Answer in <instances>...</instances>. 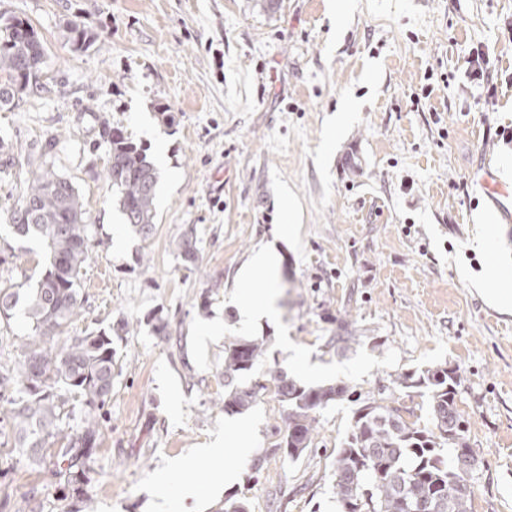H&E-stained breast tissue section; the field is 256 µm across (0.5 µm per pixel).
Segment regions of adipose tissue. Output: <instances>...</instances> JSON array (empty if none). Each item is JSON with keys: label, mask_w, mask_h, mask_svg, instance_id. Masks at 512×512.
<instances>
[{"label": "adipose tissue", "mask_w": 512, "mask_h": 512, "mask_svg": "<svg viewBox=\"0 0 512 512\" xmlns=\"http://www.w3.org/2000/svg\"><path fill=\"white\" fill-rule=\"evenodd\" d=\"M294 225H280L277 242L260 245L240 268L235 278L233 304L237 310L238 322L248 327L263 322H275L276 299L283 257L278 241L290 238ZM263 284L262 294H255L256 284Z\"/></svg>", "instance_id": "obj_1"}]
</instances>
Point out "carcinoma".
<instances>
[{
	"instance_id": "obj_1",
	"label": "carcinoma",
	"mask_w": 512,
	"mask_h": 512,
	"mask_svg": "<svg viewBox=\"0 0 512 512\" xmlns=\"http://www.w3.org/2000/svg\"><path fill=\"white\" fill-rule=\"evenodd\" d=\"M0 21V106L13 103L32 86L26 70L46 56L36 29L21 34L25 20ZM66 39L75 51L96 42L95 33L80 17L70 20ZM110 155L107 180L117 204L133 230L148 237L154 227L158 172L144 151L122 130L108 133ZM11 166H28L20 198L10 213L14 233L38 237L45 244L47 263L42 277L20 293L0 289V318H10L25 301L33 335L20 345V358L0 369V423L10 425L15 447L28 459L50 442H60L53 457L56 475L83 493L92 448L100 434L97 411L112 394V337L106 333L70 336L60 344L81 308L80 280L90 258L89 225L84 203L72 182L49 166H31L13 156ZM183 261L198 258L197 239L189 230L179 242ZM265 342L235 339L224 347V399L227 414H239L268 389L286 408L285 431L277 448L293 461L310 448L316 431L315 413L350 395L343 382L305 386L290 380L277 366L266 371L265 382L239 387L234 381L252 374L263 361ZM403 388L421 389L428 396L429 418L423 425L406 421L400 410L365 401L353 413L351 432L336 449L337 506H361L360 512H470L474 488L456 460L459 441L467 430L456 404L459 378L442 366L417 369L399 380ZM89 407L82 431L74 435L63 422L73 395Z\"/></svg>"
}]
</instances>
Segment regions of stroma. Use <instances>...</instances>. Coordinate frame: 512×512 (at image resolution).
<instances>
[{"instance_id": "35a3bbf8", "label": "stroma", "mask_w": 512, "mask_h": 512, "mask_svg": "<svg viewBox=\"0 0 512 512\" xmlns=\"http://www.w3.org/2000/svg\"><path fill=\"white\" fill-rule=\"evenodd\" d=\"M0 0L42 35L37 87L0 109V141L16 157L68 177L87 212L91 257L70 335L112 339V394L83 494L56 475L52 447L30 464L0 432V512H157L153 480L170 460L167 512H214L246 498L249 512H337L336 450L357 399L427 414V396L399 377L432 365L456 371L457 407L481 460L472 512H512V223L479 182L484 160L512 180V0ZM98 34L71 51L64 27ZM488 54L495 89L467 74ZM123 130L169 163L158 172L149 237L125 222L106 178L107 133ZM0 165V287L35 283L44 246L16 237L9 215L23 188ZM283 243L275 323L243 330L230 304L252 250ZM197 238L187 263L177 243ZM126 241L115 252L114 237ZM167 324L153 329L154 316ZM218 332H211L213 323ZM351 339L331 344L339 328ZM263 339L265 362L299 384L346 383L354 399L317 415L300 459L275 445L284 429L274 394L245 411L249 453L223 467L195 456L223 433L224 344ZM314 374L297 371L291 350ZM239 480L183 500V486L221 468Z\"/></svg>"}]
</instances>
